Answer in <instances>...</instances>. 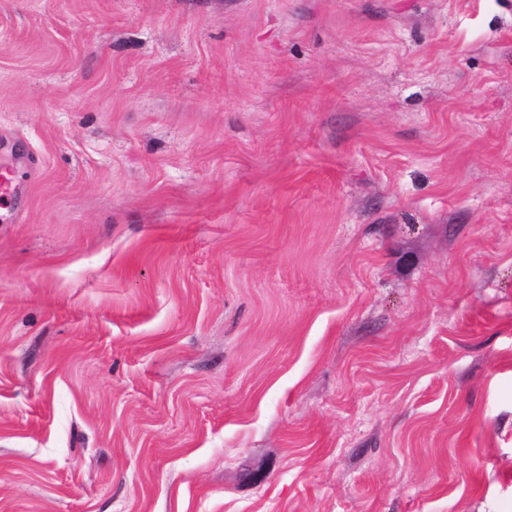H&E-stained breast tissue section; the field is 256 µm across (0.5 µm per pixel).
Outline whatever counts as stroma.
<instances>
[{"label": "stroma", "mask_w": 512, "mask_h": 512, "mask_svg": "<svg viewBox=\"0 0 512 512\" xmlns=\"http://www.w3.org/2000/svg\"><path fill=\"white\" fill-rule=\"evenodd\" d=\"M0 512H512V0H0ZM0 196L6 199H18L23 196L21 177L16 169L0 164Z\"/></svg>", "instance_id": "1"}]
</instances>
